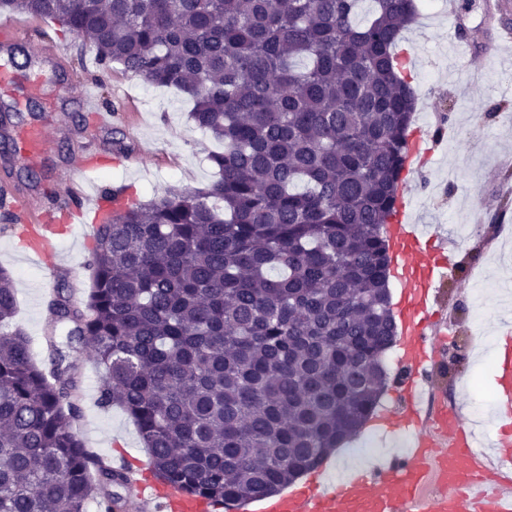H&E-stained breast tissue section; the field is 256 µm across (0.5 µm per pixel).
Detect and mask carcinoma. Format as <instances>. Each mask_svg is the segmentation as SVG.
<instances>
[{
	"instance_id": "carcinoma-1",
	"label": "carcinoma",
	"mask_w": 512,
	"mask_h": 512,
	"mask_svg": "<svg viewBox=\"0 0 512 512\" xmlns=\"http://www.w3.org/2000/svg\"><path fill=\"white\" fill-rule=\"evenodd\" d=\"M0 0L194 101L224 143L203 190L97 225L83 306L47 303V356L13 327L0 268V512H123L128 476L87 448L99 398L136 424L153 476L220 505L273 497L363 425L397 336L385 225L416 108L396 53L415 0Z\"/></svg>"
}]
</instances>
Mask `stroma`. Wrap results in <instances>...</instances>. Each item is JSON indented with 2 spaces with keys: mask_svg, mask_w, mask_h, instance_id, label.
Listing matches in <instances>:
<instances>
[{
  "mask_svg": "<svg viewBox=\"0 0 512 512\" xmlns=\"http://www.w3.org/2000/svg\"><path fill=\"white\" fill-rule=\"evenodd\" d=\"M459 28H452L444 0L419 7L402 34L398 50L409 56L417 96L413 130L426 131L430 155L408 171L402 189L407 212L441 235L456 240L468 230L466 244H457V267L438 294L442 321L448 328L449 352L429 364L434 390L446 392L449 406L484 432L496 430L493 366L490 347L474 349L472 337L491 338L493 329L512 332V317L501 297L512 288V47L496 58L483 56L486 43L500 40L512 13L494 15L496 0H460ZM10 20L28 29L25 43L38 67L17 70L0 52V102L12 106L8 125L9 159L0 158V186L30 208L50 200L64 201L82 176L73 170L77 150H86L99 189L125 186L131 196L147 200L155 193L207 187L216 170L208 160L222 146L189 117L191 102L175 89L144 82L115 65L98 66L93 50L71 36H61L42 19L14 14ZM92 87L101 103L122 97L123 119L98 126L80 105L84 87ZM57 137L44 153L20 151L19 138L39 126ZM134 164L116 168L117 154ZM54 280L76 288L89 282L85 266L90 246L80 231L61 235ZM0 266L12 273L18 310L16 326L30 337L34 355H41L45 308L35 299L43 274L19 253L13 230L0 229ZM84 417L80 435L87 447L114 462L145 459L137 428L120 408L100 406L97 365L84 351ZM397 436L378 428L360 432L337 449L310 478L337 484L345 475H361L401 452Z\"/></svg>",
  "mask_w": 512,
  "mask_h": 512,
  "instance_id": "1",
  "label": "stroma"
}]
</instances>
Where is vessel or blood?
<instances>
[{"label": "vessel or blood", "instance_id": "obj_1", "mask_svg": "<svg viewBox=\"0 0 512 512\" xmlns=\"http://www.w3.org/2000/svg\"><path fill=\"white\" fill-rule=\"evenodd\" d=\"M84 201L52 203L38 211L17 212L28 259L54 267L51 248L60 233L54 214L83 215ZM394 265L401 282L397 306L402 349L401 377L395 387L398 414L386 416L387 429L414 437L411 452L393 459L370 476L338 486L311 482L265 499L261 512H512V486H503L501 471H512V431L500 429L492 454L477 450L475 433L456 410L424 412L429 389L427 364L447 346L437 327L436 291L456 267L446 241L427 225L398 215L389 226ZM496 403L512 414V351L497 360ZM132 512H216L208 499L153 480L148 470H132Z\"/></svg>", "mask_w": 512, "mask_h": 512}]
</instances>
